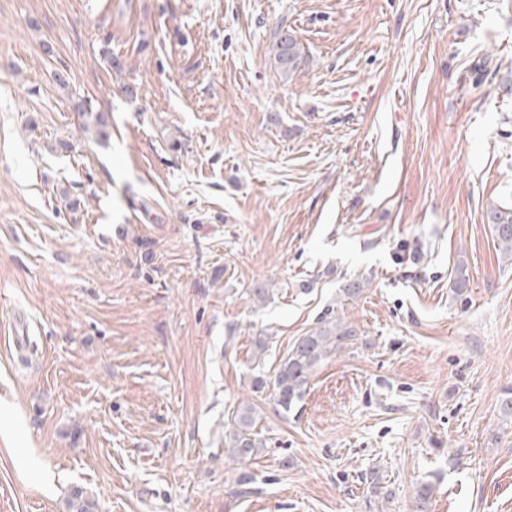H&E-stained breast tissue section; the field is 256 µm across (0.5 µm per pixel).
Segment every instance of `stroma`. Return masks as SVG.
<instances>
[{
	"label": "stroma",
	"instance_id": "obj_1",
	"mask_svg": "<svg viewBox=\"0 0 512 512\" xmlns=\"http://www.w3.org/2000/svg\"><path fill=\"white\" fill-rule=\"evenodd\" d=\"M493 205L512 0H0V512H512ZM324 319L359 337L281 416L253 378ZM274 58L280 72L290 77L304 62V53L298 40L290 33L274 34ZM255 408L253 405L244 403L239 406L232 421L233 429L230 434L229 451L233 460L246 461L255 456L263 443L255 436Z\"/></svg>",
	"mask_w": 512,
	"mask_h": 512
}]
</instances>
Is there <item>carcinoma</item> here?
<instances>
[{
  "label": "carcinoma",
  "instance_id": "carcinoma-1",
  "mask_svg": "<svg viewBox=\"0 0 512 512\" xmlns=\"http://www.w3.org/2000/svg\"><path fill=\"white\" fill-rule=\"evenodd\" d=\"M274 58L278 69L291 76L304 62L300 43L293 35L280 32L274 34ZM502 251L512 255V207H493L487 214ZM368 286L362 278L346 281L340 288L341 296L359 298ZM357 332L338 323L321 322L320 325L297 338L288 354L278 364L271 379L259 375L253 379L252 388L262 392L270 388V401L276 411L286 416L303 400L310 378L316 367L326 356L355 340ZM255 408L245 403L238 407L230 434L229 451L236 461H246L255 456L263 443L255 436ZM71 512H96L95 501L80 489L72 491L69 499Z\"/></svg>",
  "mask_w": 512,
  "mask_h": 512
}]
</instances>
